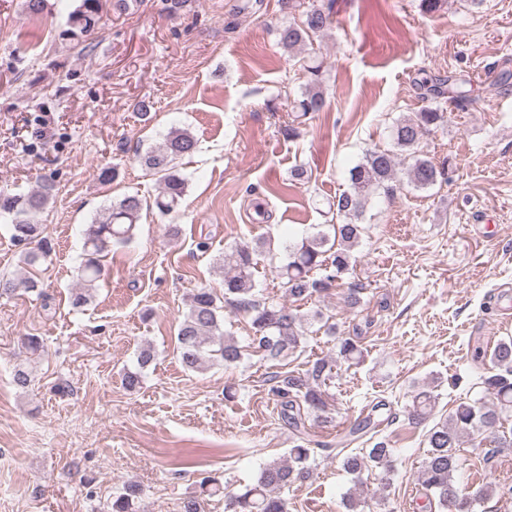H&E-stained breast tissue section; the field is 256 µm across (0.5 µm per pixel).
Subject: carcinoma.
Here are the masks:
<instances>
[{
    "instance_id": "cac0c4a2",
    "label": "carcinoma",
    "mask_w": 512,
    "mask_h": 512,
    "mask_svg": "<svg viewBox=\"0 0 512 512\" xmlns=\"http://www.w3.org/2000/svg\"><path fill=\"white\" fill-rule=\"evenodd\" d=\"M78 5L69 13L68 28L63 36L73 41L93 39L98 35L100 22L108 0H77ZM289 12H300V20L290 21L279 31L277 45L294 58L302 53L307 41L324 34L332 23L334 0L327 4H305V0H279ZM308 81L301 97L291 105V124L288 135L300 134V126L309 115L323 112L327 101L323 92V63L309 59L303 65ZM470 81L462 78H437L428 92L433 104L396 122L392 138L396 147L407 152L399 158L391 150H371L350 170V191L336 197V216L345 218L332 225L334 235L319 233L307 237L288 253V263L280 267L285 279L288 299L297 302L329 290L343 281L353 270L351 251L358 245L363 227L353 222L359 217L372 196L394 194L401 185V176L416 189L433 187L443 170L420 154L418 146L423 136L446 122L447 110L441 106L447 100L464 108L473 102ZM196 148L194 136L186 129L173 128L163 141L143 153H137V162L160 185L154 206L162 215L172 213L184 196L186 180L178 168V160L190 155ZM53 186L45 183L28 194H11L0 190V216L9 219L12 240L21 247V260L27 276L21 279L0 276V298H10L19 289L35 291L39 286V267L49 256L51 246L42 237V225L35 217L43 212L52 199ZM144 208L142 199L128 195L103 206L94 215L84 231V261L79 268V286L72 292V304L81 307L89 303L96 282L100 278L101 258L112 247L129 244ZM264 243L251 247L239 245L228 257L229 271L224 275V304L243 311L249 318L252 352L264 359L277 360L294 352L303 336L302 315L280 303H269L255 292L253 255ZM217 295L200 288L188 297V312L179 324L176 335V353L183 369L190 373H203L215 366L237 365L244 349L224 330L219 315ZM339 359L360 362L363 351L348 337L339 341ZM153 348L144 346L138 354L139 370L123 375L124 387L134 391L142 383L141 369L154 360ZM491 367L483 379L484 396L473 404H461L454 412L436 423L427 435L428 451L417 475L429 506L448 507L453 512H474L476 498L460 487L455 473L461 466L459 448L462 438L473 430L492 434L498 448L512 447V428L505 431L506 422L512 420V339L496 343L490 355ZM335 361L319 359L303 373L285 372L274 377L271 395L280 407V419L293 435V446L288 460H273L260 470L256 481L240 492L225 493L226 512H288V502L279 490L296 482L306 481L311 473L308 422H317L330 410V396L323 390L332 378ZM436 396L429 388L418 391L413 400L409 420L418 423L430 417ZM381 404L370 408L360 420L336 439V458L343 468L360 478L369 464L382 468L379 495H385L393 471V452L382 426L392 420L381 419L377 411ZM364 441L368 447L355 452L349 449L354 442ZM141 489L129 484L122 494L112 498L111 512H139Z\"/></svg>"
}]
</instances>
